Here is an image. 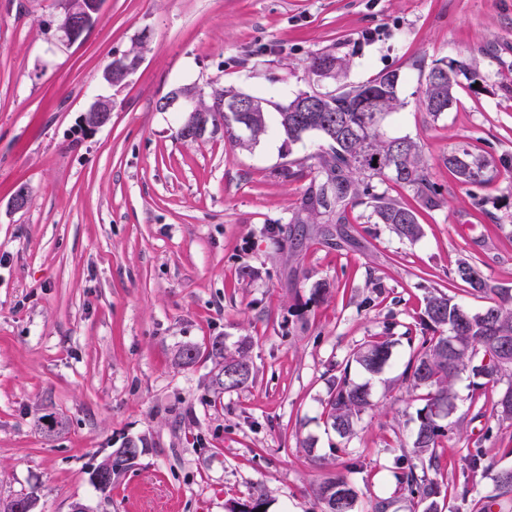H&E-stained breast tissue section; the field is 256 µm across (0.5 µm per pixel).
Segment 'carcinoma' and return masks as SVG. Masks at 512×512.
Returning a JSON list of instances; mask_svg holds the SVG:
<instances>
[{"label":"carcinoma","instance_id":"1","mask_svg":"<svg viewBox=\"0 0 512 512\" xmlns=\"http://www.w3.org/2000/svg\"><path fill=\"white\" fill-rule=\"evenodd\" d=\"M446 68L447 76L440 81L425 82L420 102L434 118L448 111L456 100L459 77L467 75V65L457 59L440 60L434 67ZM345 69L343 59L330 52L313 55L307 72L313 76L327 70V78H338ZM401 78L396 71L385 72L359 86H342L332 93H319L317 112L302 111L301 95L278 102L261 94H254L255 106L247 112L229 114L217 106L235 100L243 92L234 88L214 86L211 93L203 95L192 87H180L177 92L193 94L196 112L214 128H224L231 139L238 138L237 127L250 130V140L256 141L268 128L270 116H275L277 126L288 144H294L311 132H317L324 145L317 155L316 165L303 162L286 164L278 170L279 178L292 180L311 175L303 199L306 217L294 218L296 224H313L325 215L329 220L342 224L345 208L359 203L366 197L374 202L373 210L382 224L401 238L416 240L422 234L415 212L401 203L370 192L371 181H391L411 188L426 206H439L437 192L420 144L409 137H388L378 127L377 114H389L401 106L398 88ZM470 158L472 167L460 166L456 156ZM482 157L461 145L443 157V164L463 182L481 185L494 179L492 167L479 166ZM454 278L466 284L474 294L490 299L483 309L472 312L454 297L442 292H431L426 297L419 349L402 372L404 380L415 389H425L424 405L417 409L415 427L408 453L394 459L396 487L394 493L417 500L422 512H437V499L448 494L449 486L429 476L439 470L437 449L443 440L461 435L465 417L461 416L442 424L439 412L452 414L456 408L454 383L463 372L474 378L467 412L472 418H484L486 423L478 438L468 449L466 460L469 470L482 475L495 471V494L485 496L468 505L470 512H492L495 505L512 495V478L507 469L496 468L494 459L488 457L485 447L499 439V428L491 421L512 420V383L507 388L493 391L504 377L512 379V355L502 361L501 342L512 338V292L490 284L468 262H461L454 271ZM393 341L387 336H374L354 349L343 368L339 370L325 402L324 415L329 425L340 437L354 434L361 414L371 407L370 389L351 377V365H356L371 376L381 374L392 359ZM207 356L212 360L210 385L217 395L236 391L254 380L253 367L248 357V344L241 341L229 350L220 339H214ZM248 366L247 376L238 379L230 376L234 366ZM356 463L348 461L345 472L324 479L315 488V496L322 505V512H333L340 504L341 512H355L358 493L348 480L347 473ZM266 496L260 494L249 503L230 502L227 512H259L266 506Z\"/></svg>","mask_w":512,"mask_h":512}]
</instances>
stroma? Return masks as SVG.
Here are the masks:
<instances>
[{
  "instance_id": "35a3bbf8",
  "label": "stroma",
  "mask_w": 512,
  "mask_h": 512,
  "mask_svg": "<svg viewBox=\"0 0 512 512\" xmlns=\"http://www.w3.org/2000/svg\"><path fill=\"white\" fill-rule=\"evenodd\" d=\"M55 12L54 0H0V502L226 512L262 493L267 512H320L313 490L340 472V447L357 460L356 512L389 496V512H414L393 495V467L421 406L401 373L425 298L438 289L484 308L451 278L463 260L512 289V0H106L71 45L47 32ZM328 51L346 69L321 91L401 76L384 132L421 143L441 205L389 181L374 191L416 211V241L367 203L343 224L293 223L309 180L277 172L314 155L320 135L289 146L273 126L245 147L210 128L181 140L185 113L156 108L189 84L290 98ZM123 54L142 62L114 88L102 73ZM450 58L475 77L434 118L420 89ZM102 96L112 119L88 128ZM462 142L496 166L492 182L461 183L442 164ZM383 332L394 359L373 378L353 370L372 405L340 438L323 415L330 380ZM218 336L230 348L248 339L254 367L252 384L220 396L206 355ZM186 348L199 356L182 366ZM138 438L136 464L97 491V465ZM439 454V481L490 494L465 439Z\"/></svg>"
}]
</instances>
